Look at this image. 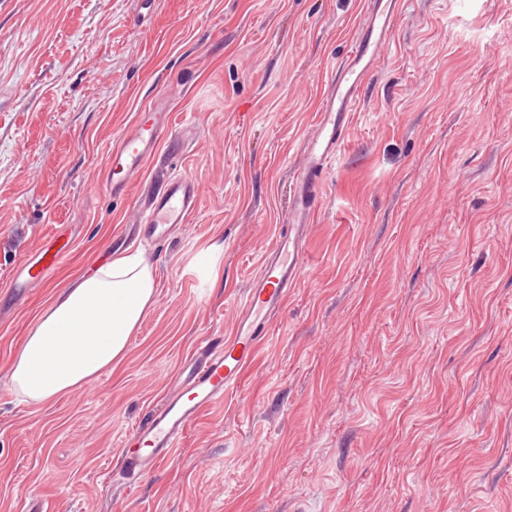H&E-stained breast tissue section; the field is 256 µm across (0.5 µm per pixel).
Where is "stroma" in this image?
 I'll return each instance as SVG.
<instances>
[{
	"mask_svg": "<svg viewBox=\"0 0 512 512\" xmlns=\"http://www.w3.org/2000/svg\"><path fill=\"white\" fill-rule=\"evenodd\" d=\"M363 0H0V288L55 228L48 283L0 307V512H512V0H404L307 229L305 266L239 390L133 478L123 441L196 345L227 336L287 220L290 174ZM200 187L132 240L154 303L124 361L20 402L36 312L136 215L102 185L166 88ZM220 248L219 278L198 263Z\"/></svg>",
	"mask_w": 512,
	"mask_h": 512,
	"instance_id": "35a3bbf8",
	"label": "stroma"
}]
</instances>
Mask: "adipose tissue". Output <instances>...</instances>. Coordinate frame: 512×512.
<instances>
[{"mask_svg": "<svg viewBox=\"0 0 512 512\" xmlns=\"http://www.w3.org/2000/svg\"><path fill=\"white\" fill-rule=\"evenodd\" d=\"M156 288L154 268L131 250L114 253L63 288L34 319L10 363L18 398L45 403L121 363Z\"/></svg>", "mask_w": 512, "mask_h": 512, "instance_id": "1", "label": "adipose tissue"}]
</instances>
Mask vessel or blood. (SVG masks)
I'll use <instances>...</instances> for the list:
<instances>
[{"instance_id":"vessel-or-blood-1","label":"vessel or blood","mask_w":512,"mask_h":512,"mask_svg":"<svg viewBox=\"0 0 512 512\" xmlns=\"http://www.w3.org/2000/svg\"><path fill=\"white\" fill-rule=\"evenodd\" d=\"M401 3L365 0L350 50L333 68L314 129L303 143L300 165L290 184L288 224L246 289L230 337L223 344L193 351L163 400L124 440L122 455L129 475L148 474L168 462L201 413L237 389L244 369L269 340L275 317L298 283L303 240L322 205L326 176L349 136L360 92L392 39ZM164 144L173 150L179 147L172 135V114L166 104L157 103L137 113L133 125L113 146L104 164L106 191L115 198L126 196L132 181L159 162L158 150ZM160 182L142 199L139 217L131 226L138 236L152 241L163 240L177 225L189 223L199 195V185L190 177L164 176ZM70 250L69 240L44 239L14 267L0 303L11 304L47 281L68 259Z\"/></svg>"}]
</instances>
